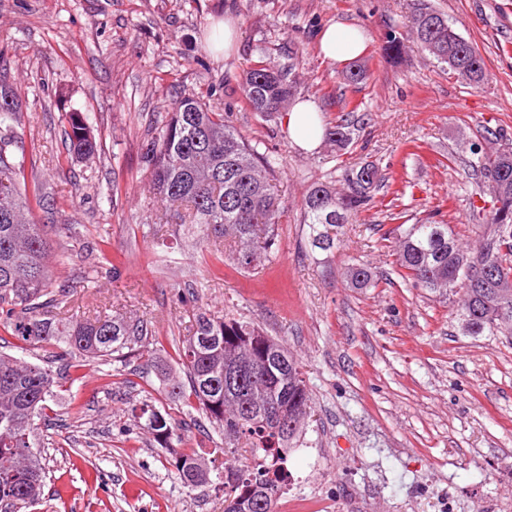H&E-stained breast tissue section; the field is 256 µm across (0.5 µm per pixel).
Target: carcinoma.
Here are the masks:
<instances>
[{"mask_svg": "<svg viewBox=\"0 0 512 512\" xmlns=\"http://www.w3.org/2000/svg\"><path fill=\"white\" fill-rule=\"evenodd\" d=\"M409 30L424 50L453 71L448 44L455 41V28L447 16L425 5L412 15ZM455 48L477 76L474 86H480L486 76L484 59L464 38ZM342 79L355 87L367 79V70L351 64ZM239 89L246 106L263 117L286 108L295 92L291 71H273L261 60L243 71ZM19 112L17 91L0 79V325L11 329L20 349L52 347L60 357L107 363L126 348L150 351L152 331L142 320L105 315L56 321L42 315L48 306L67 305L70 293L51 285V247L37 216V211L50 209V196L37 185L27 190L24 162L12 152L18 144L12 123ZM67 124L69 155H94L98 145L86 117L69 112ZM326 137L341 151L352 143L353 132L342 119L327 129ZM149 152L154 194L186 206L189 223L201 238L214 239L220 248L231 239L230 259L243 273L270 261L285 211L269 179L275 160L259 153L234 127L231 108L182 98L163 117ZM469 167L487 183L492 199L490 230L474 259L491 266L507 294L497 295L460 266L463 249L446 224L410 225L396 242V267L412 287L446 301L458 298L456 318L469 323L471 334L512 337V147L506 143L492 154L477 150ZM343 179L340 190L315 183L304 199L303 223L314 248H333L334 238L325 228L349 223L385 177L365 163L347 169ZM500 182L508 184V192L498 191ZM179 357L187 382L166 383L169 398L195 400L224 436V451L247 448L250 454V463L219 471L208 466L202 449L190 448L174 457L179 478L189 488L224 489V512H276L285 479L274 473L271 460L287 463L311 417L300 363L252 323L206 312L194 315ZM248 362L254 366L238 382L224 383V370ZM53 386L49 366L0 354V503L12 512H25L44 495L46 466L33 450L34 418L46 409ZM139 418L163 448L181 447L171 416L147 404Z\"/></svg>", "mask_w": 512, "mask_h": 512, "instance_id": "carcinoma-1", "label": "carcinoma"}]
</instances>
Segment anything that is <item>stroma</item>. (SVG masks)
<instances>
[{
	"instance_id": "stroma-1",
	"label": "stroma",
	"mask_w": 512,
	"mask_h": 512,
	"mask_svg": "<svg viewBox=\"0 0 512 512\" xmlns=\"http://www.w3.org/2000/svg\"><path fill=\"white\" fill-rule=\"evenodd\" d=\"M423 3L478 49L484 84L443 71L412 38L407 21ZM336 22L368 35L360 88L320 55L319 34ZM220 23L238 39L219 52ZM391 33L400 55L385 49ZM260 58L292 68L296 98L319 105L324 127L340 117L334 97L356 104L345 154L327 141L312 152L293 146L283 114L265 118L242 102V73ZM0 75L22 95L15 130L37 159L27 179L54 201L45 227L52 270L71 298L45 317L137 318L154 337L150 357L129 350L73 369L0 334V352L51 361L56 376L34 421L47 484L28 512H224L223 493L186 487L138 419L149 402L175 419L184 447H223L203 412L171 402L163 384L182 375L177 345L200 311L253 322L301 363L314 410L305 440L318 456L289 454L297 493L330 500L335 512L354 497L367 512H428L444 492L458 512L512 505V342L463 331L455 303L401 279L388 217L397 203L410 223L448 225L475 249L486 221L475 204L487 189L469 167L472 149L512 141V0H0ZM187 96L231 106L237 130L278 161L271 183L288 213L272 263L253 273L183 232L174 207L149 188L157 123ZM70 112L87 115L95 156L69 159ZM365 162L387 174L388 187L331 229V250L312 248L306 192L316 182L340 186L346 167ZM61 224L74 237L61 236ZM104 257L118 278L87 286ZM359 265L372 287L352 285Z\"/></svg>"
}]
</instances>
